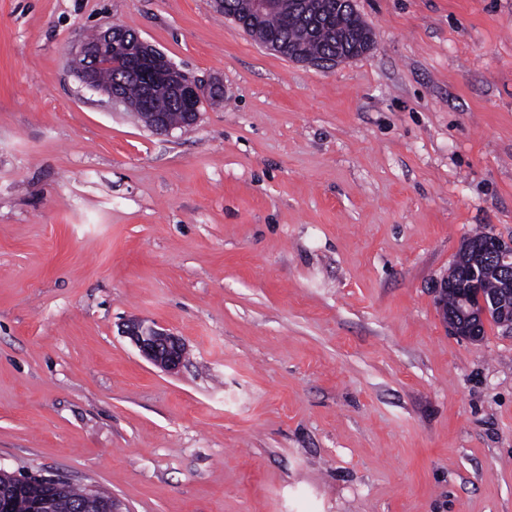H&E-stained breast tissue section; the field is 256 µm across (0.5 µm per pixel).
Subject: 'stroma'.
Masks as SVG:
<instances>
[{
  "mask_svg": "<svg viewBox=\"0 0 512 512\" xmlns=\"http://www.w3.org/2000/svg\"><path fill=\"white\" fill-rule=\"evenodd\" d=\"M354 6L326 69L213 0H0V467L126 512H512V333L432 293L512 240V0ZM113 25L223 102L159 136L84 87ZM124 327L123 335L155 366L172 372L182 365L185 349L179 336L145 319L130 320Z\"/></svg>",
  "mask_w": 512,
  "mask_h": 512,
  "instance_id": "stroma-1",
  "label": "stroma"
}]
</instances>
